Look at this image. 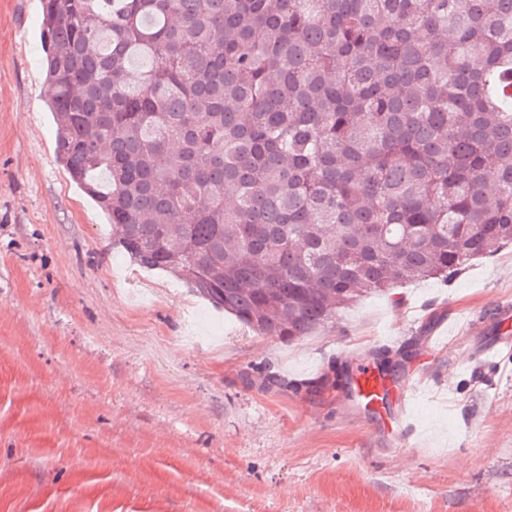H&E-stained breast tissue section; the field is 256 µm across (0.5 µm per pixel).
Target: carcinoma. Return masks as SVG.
<instances>
[{"instance_id":"cac0c4a2","label":"carcinoma","mask_w":512,"mask_h":512,"mask_svg":"<svg viewBox=\"0 0 512 512\" xmlns=\"http://www.w3.org/2000/svg\"><path fill=\"white\" fill-rule=\"evenodd\" d=\"M41 31L113 245L260 336L512 244V0H42Z\"/></svg>"}]
</instances>
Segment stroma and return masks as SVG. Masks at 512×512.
Returning a JSON list of instances; mask_svg holds the SVG:
<instances>
[{
    "mask_svg": "<svg viewBox=\"0 0 512 512\" xmlns=\"http://www.w3.org/2000/svg\"><path fill=\"white\" fill-rule=\"evenodd\" d=\"M41 17L0 0V512H512V352L475 334L512 303V245L258 336L113 247L56 159ZM408 341L403 442L325 378Z\"/></svg>",
    "mask_w": 512,
    "mask_h": 512,
    "instance_id": "35a3bbf8",
    "label": "stroma"
}]
</instances>
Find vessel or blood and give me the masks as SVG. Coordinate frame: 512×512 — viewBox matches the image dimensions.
I'll return each mask as SVG.
<instances>
[{
	"instance_id": "1",
	"label": "vessel or blood",
	"mask_w": 512,
	"mask_h": 512,
	"mask_svg": "<svg viewBox=\"0 0 512 512\" xmlns=\"http://www.w3.org/2000/svg\"><path fill=\"white\" fill-rule=\"evenodd\" d=\"M480 332L498 333V340L489 344L485 352L499 354L512 349V305L498 304L490 307L480 324ZM412 397L410 386H395L393 381L379 373L371 364L361 365L352 383L343 393L346 402L360 407L385 428L396 431L398 437L408 436L411 428L406 410Z\"/></svg>"
}]
</instances>
